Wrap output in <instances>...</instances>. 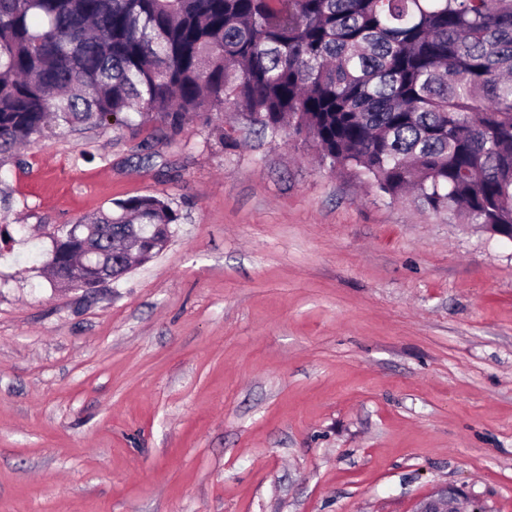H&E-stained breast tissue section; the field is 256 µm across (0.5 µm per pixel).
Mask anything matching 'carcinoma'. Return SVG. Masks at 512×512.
<instances>
[{
    "label": "carcinoma",
    "mask_w": 512,
    "mask_h": 512,
    "mask_svg": "<svg viewBox=\"0 0 512 512\" xmlns=\"http://www.w3.org/2000/svg\"><path fill=\"white\" fill-rule=\"evenodd\" d=\"M132 112L171 135L233 112L391 201L512 239V0H0V165ZM115 206L78 235L117 281L180 214ZM83 263L52 247L51 281L79 288Z\"/></svg>",
    "instance_id": "obj_1"
}]
</instances>
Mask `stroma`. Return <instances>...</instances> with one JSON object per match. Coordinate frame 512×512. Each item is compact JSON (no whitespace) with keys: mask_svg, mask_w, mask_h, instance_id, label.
Masks as SVG:
<instances>
[{"mask_svg":"<svg viewBox=\"0 0 512 512\" xmlns=\"http://www.w3.org/2000/svg\"><path fill=\"white\" fill-rule=\"evenodd\" d=\"M151 195L90 292L49 232ZM512 512V241L232 114L61 129L0 167V512ZM115 206L116 210L86 217L76 225L98 265L117 281L131 266L150 261L167 247L171 226L179 223L180 214L168 201L155 196L132 197ZM137 238L151 241L147 250L142 251ZM64 244L65 250L68 252L82 251L74 239L67 240ZM65 250L62 247L57 248L56 243L50 250V260L47 266L51 274V281L59 288L69 290L82 288L79 284L81 283V266L85 263V252L67 255ZM82 269L86 270L85 277L82 279L85 288L96 289L112 282L110 278L101 275L92 262L85 263ZM414 512H483L471 499L453 488L435 490L419 499Z\"/></svg>","mask_w":512,"mask_h":512,"instance_id":"1","label":"stroma"}]
</instances>
